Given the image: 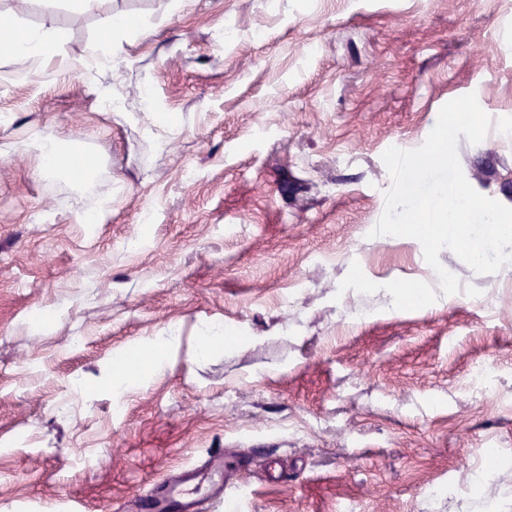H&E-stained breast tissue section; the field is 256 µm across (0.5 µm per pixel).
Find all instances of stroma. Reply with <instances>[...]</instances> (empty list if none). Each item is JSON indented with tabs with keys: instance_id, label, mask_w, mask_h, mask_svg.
<instances>
[{
	"instance_id": "stroma-1",
	"label": "stroma",
	"mask_w": 512,
	"mask_h": 512,
	"mask_svg": "<svg viewBox=\"0 0 512 512\" xmlns=\"http://www.w3.org/2000/svg\"><path fill=\"white\" fill-rule=\"evenodd\" d=\"M0 15L59 34L24 72L0 55V512H113L185 467L205 499L219 457L250 462L245 512H512V263L441 250L446 296L419 241L371 234L383 153L471 92L492 124L459 137L463 173L512 206V0ZM37 135L91 154L93 182L42 174ZM211 325L229 342L198 356ZM172 329L167 368L115 397L114 354Z\"/></svg>"
}]
</instances>
